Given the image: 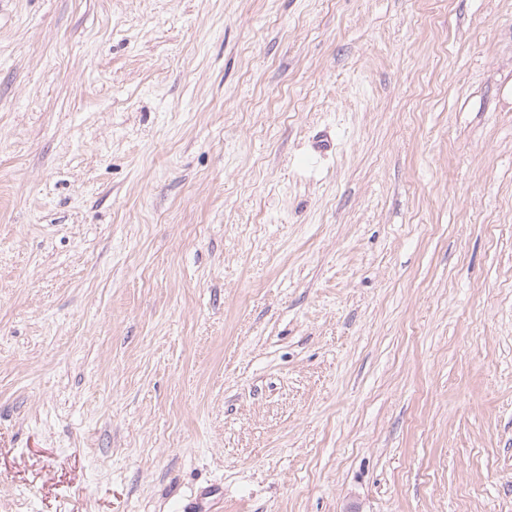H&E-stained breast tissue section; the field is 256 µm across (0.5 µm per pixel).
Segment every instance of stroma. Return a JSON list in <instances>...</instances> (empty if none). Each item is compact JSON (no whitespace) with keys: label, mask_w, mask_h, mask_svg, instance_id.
Returning <instances> with one entry per match:
<instances>
[{"label":"stroma","mask_w":512,"mask_h":512,"mask_svg":"<svg viewBox=\"0 0 512 512\" xmlns=\"http://www.w3.org/2000/svg\"><path fill=\"white\" fill-rule=\"evenodd\" d=\"M0 512H512V0H0Z\"/></svg>","instance_id":"1"}]
</instances>
